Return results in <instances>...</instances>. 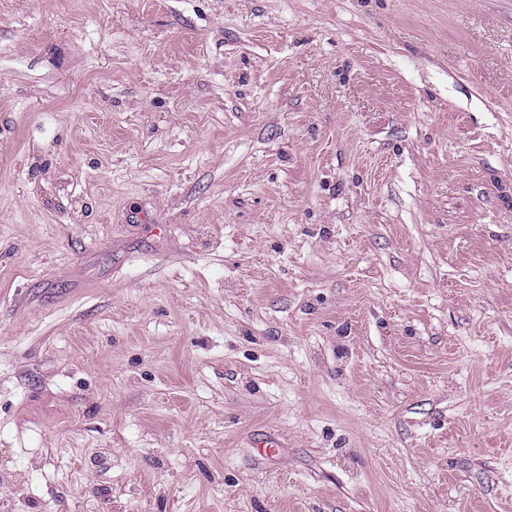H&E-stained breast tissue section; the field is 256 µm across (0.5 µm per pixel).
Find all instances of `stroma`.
Instances as JSON below:
<instances>
[{"instance_id":"stroma-1","label":"stroma","mask_w":512,"mask_h":512,"mask_svg":"<svg viewBox=\"0 0 512 512\" xmlns=\"http://www.w3.org/2000/svg\"><path fill=\"white\" fill-rule=\"evenodd\" d=\"M0 512H512V0H0Z\"/></svg>"}]
</instances>
